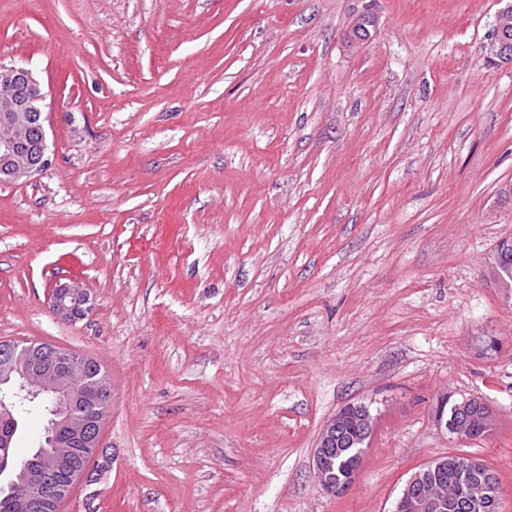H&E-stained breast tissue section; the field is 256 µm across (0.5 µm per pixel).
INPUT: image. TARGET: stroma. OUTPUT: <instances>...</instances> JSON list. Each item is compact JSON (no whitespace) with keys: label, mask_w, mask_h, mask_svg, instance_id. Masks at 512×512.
I'll use <instances>...</instances> for the list:
<instances>
[{"label":"stroma","mask_w":512,"mask_h":512,"mask_svg":"<svg viewBox=\"0 0 512 512\" xmlns=\"http://www.w3.org/2000/svg\"><path fill=\"white\" fill-rule=\"evenodd\" d=\"M497 0H0L51 164L0 184V340L89 354L104 453L61 512H392L456 455L512 512V65ZM367 37H358L360 20ZM82 282L86 319L50 311ZM478 397L490 434L439 426ZM362 403L355 483L311 467ZM497 2L506 3L495 15L492 36L486 46V54L491 62L498 59L501 62L512 63V1L497 0ZM92 300L87 289L74 281L55 284L47 296V304L51 312L70 322H76L88 316L93 310ZM350 418L357 424L361 435L358 442L348 441L343 437L344 426ZM374 428V418L368 407L362 403L346 404L321 427L312 453V469L319 484L326 492L336 496L351 487L361 468L364 449L374 434ZM347 448H359L355 454L357 463L352 472V482L341 484L336 480V472L340 479H344L349 475L353 461L345 458L336 462V459L344 457Z\"/></svg>","instance_id":"stroma-1"}]
</instances>
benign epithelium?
<instances>
[{
	"label": "benign epithelium",
	"mask_w": 512,
	"mask_h": 512,
	"mask_svg": "<svg viewBox=\"0 0 512 512\" xmlns=\"http://www.w3.org/2000/svg\"><path fill=\"white\" fill-rule=\"evenodd\" d=\"M496 15L490 42L486 46L490 61L512 63V0ZM0 184L27 181L50 164L44 112L46 94L33 72L23 66L0 67ZM51 312L70 322L88 316L92 297L77 282L59 283L47 296ZM92 362L88 354L48 343L20 346L14 340L0 342V420L12 418L15 397L46 402L49 414L45 444L39 456L20 463L3 461L0 472L9 477L7 500L12 512H55L89 473V464L102 447V434L112 410V381L104 373L92 383L78 380ZM473 399L453 406L457 414L448 430L464 439L469 434L468 412ZM357 424L361 439L348 441L343 429L348 419ZM375 421L362 403H348L320 429L312 453L313 473L322 488L336 495L350 488L336 480V460L355 448L358 474L365 446L374 434ZM481 462L459 457V472L468 485L470 512H487L489 487L474 479ZM443 466L435 461L416 471L407 481L393 512H451L455 498L430 482V474Z\"/></svg>",
	"instance_id": "benign-epithelium-1"
}]
</instances>
